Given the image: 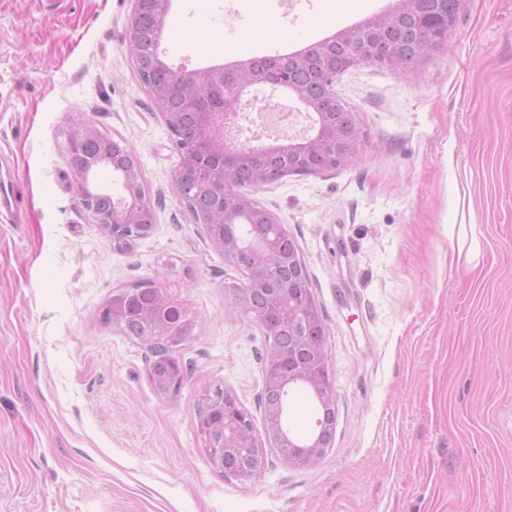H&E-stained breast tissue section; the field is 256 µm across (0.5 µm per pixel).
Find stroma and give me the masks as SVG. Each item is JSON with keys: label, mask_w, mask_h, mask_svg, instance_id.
Returning <instances> with one entry per match:
<instances>
[{"label": "stroma", "mask_w": 512, "mask_h": 512, "mask_svg": "<svg viewBox=\"0 0 512 512\" xmlns=\"http://www.w3.org/2000/svg\"><path fill=\"white\" fill-rule=\"evenodd\" d=\"M392 0H172L171 67L278 56ZM133 0H0V512H512V0H467L445 51L366 62L333 89L364 148L254 191L294 239L325 325L333 441L310 467L272 448L269 343L243 282L172 188L180 155L128 51ZM83 115L139 159L156 229L104 238L67 163ZM475 233L453 259L448 232ZM154 279L196 326L158 396L149 355L103 318ZM233 394L263 448L241 481L209 463L196 409Z\"/></svg>", "instance_id": "1"}]
</instances>
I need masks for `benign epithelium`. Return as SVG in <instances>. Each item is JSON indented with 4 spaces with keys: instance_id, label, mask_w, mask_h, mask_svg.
Listing matches in <instances>:
<instances>
[{
    "instance_id": "1",
    "label": "benign epithelium",
    "mask_w": 512,
    "mask_h": 512,
    "mask_svg": "<svg viewBox=\"0 0 512 512\" xmlns=\"http://www.w3.org/2000/svg\"><path fill=\"white\" fill-rule=\"evenodd\" d=\"M422 3L431 4L434 12L442 16L445 31L454 28L455 17L444 10L445 0H396L390 13L371 17L364 29H350L339 36L345 50V68L367 61L360 49L366 33L384 29L401 14H416ZM179 75L184 108L197 117L195 149L181 153L180 166L173 177L180 199L183 198L180 191L181 173L193 168L201 154L221 158L224 179L230 182L235 176L236 157L243 151L282 158L286 162L284 175L289 176L311 174L306 162L314 155L330 157L331 168L334 169L351 163L363 149L361 134L350 133L339 138L336 126L325 122L320 123L313 134L292 138L282 148L275 149L270 144L256 147L249 140L239 141L233 134L232 123L244 110L242 89H251L260 84L264 80V72L253 67L247 72L236 73L235 90L212 101L200 97L199 91L215 83L224 84V72L211 67L183 68L179 70ZM293 95L304 105L305 112L322 115L320 101L309 98L298 87L293 88ZM97 136L98 131L93 124L85 120L73 122L68 164L77 178L83 210L106 238L128 246L153 233L156 223L154 206L143 190L142 170L137 158H132L130 163L121 162L115 159V154L104 151L96 158L87 160L83 145ZM102 169L112 172V183L118 187L115 200L107 208L100 207L102 189L96 181ZM210 191L217 194V203L208 218L200 222L207 239L228 259L241 253L252 256V266L245 273V281L239 287L229 289L234 306L245 309L250 287L267 284L273 294L275 312L282 322L306 329L310 324L322 320L314 308L301 307L295 301L296 293L306 286V276L295 256L281 251L279 237L285 230L278 216L267 208H256L253 200L241 193L234 204H225L221 185L211 187ZM129 292V288L121 289L108 301L107 308L112 323L116 325L122 320ZM157 294L156 308L144 316L147 331L141 343L149 348L157 340L163 339L177 347L192 336L194 320L188 317L179 322L169 321L165 309L173 298L161 288H157ZM288 358V351L272 347L264 367V389L283 393L299 384L307 386L316 395L321 394L329 382L324 343H319L311 356L296 364H289ZM179 375L180 365L176 361L166 375L160 376L154 370H149L151 384L160 396L168 395L175 388ZM281 413L278 407H266L269 435L274 447L284 460L295 467L313 465L331 445L333 424H328L317 436L300 442L279 426ZM198 431L215 469L226 471L225 455L243 449L247 453V460L242 469L232 471L230 475L241 480H250L256 475L260 465V449L253 435L251 421L239 408L233 395L226 393L222 397H206L198 415Z\"/></svg>"
}]
</instances>
